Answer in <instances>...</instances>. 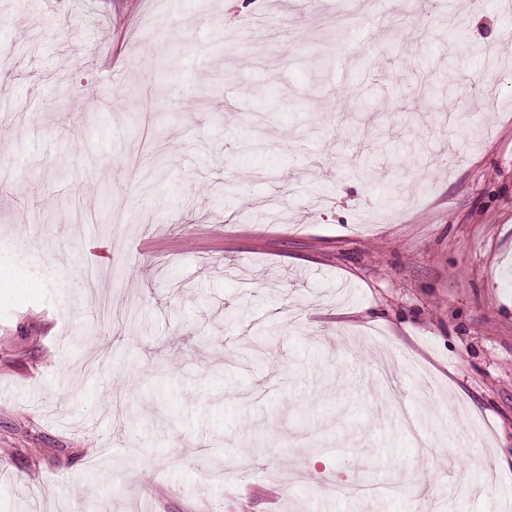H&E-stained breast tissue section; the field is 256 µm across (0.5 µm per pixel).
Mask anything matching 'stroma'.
<instances>
[{"mask_svg": "<svg viewBox=\"0 0 512 512\" xmlns=\"http://www.w3.org/2000/svg\"><path fill=\"white\" fill-rule=\"evenodd\" d=\"M249 2L0 0V512H505L512 8Z\"/></svg>", "mask_w": 512, "mask_h": 512, "instance_id": "obj_1", "label": "stroma"}]
</instances>
